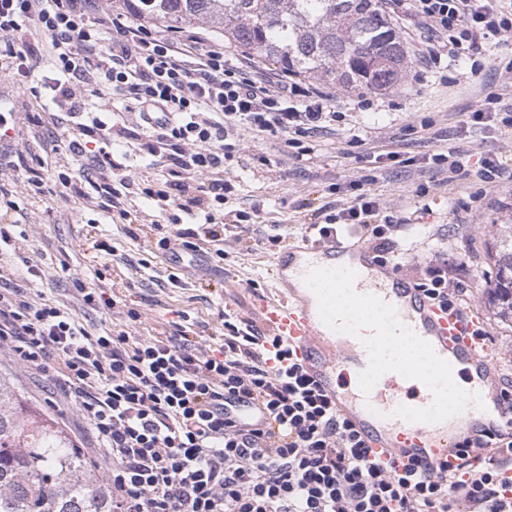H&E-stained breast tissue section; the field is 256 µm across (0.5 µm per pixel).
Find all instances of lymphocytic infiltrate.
I'll list each match as a JSON object with an SVG mask.
<instances>
[{"label":"lymphocytic infiltrate","mask_w":512,"mask_h":512,"mask_svg":"<svg viewBox=\"0 0 512 512\" xmlns=\"http://www.w3.org/2000/svg\"><path fill=\"white\" fill-rule=\"evenodd\" d=\"M414 15L445 36L448 53L476 56L482 41L512 36V0H412ZM39 42L27 40L29 27ZM229 46L185 29L157 31L102 0H0V77L26 100L48 99L67 122L55 132L43 113H0V140L20 121L40 150L59 156L66 196L90 198L127 221L134 193L159 213L195 221H152L157 247L178 251L167 281L180 286L198 260L223 261L250 233V212L222 216L236 187L225 167L242 133L274 136L283 149L339 121L333 92L314 84L258 76L232 64ZM122 93L137 104L136 151L162 176L148 180L111 148L124 137L107 106ZM98 150H91V143ZM449 181L476 176L512 182V167L484 155L478 165L456 152L434 154ZM366 174L328 187L320 240L357 227L382 263L409 224L373 189ZM45 194V163L26 151L0 153V348L44 375L50 393L87 423L112 491V512H512V431L464 434L459 464L382 458L362 439L295 348L235 312L224 339L174 325L164 337L138 338L139 309L69 276L77 308L47 298V273L21 255L26 203ZM234 236H227V229ZM414 286L440 309L460 313L448 252L419 262ZM107 309L118 325L83 323L79 309Z\"/></svg>","instance_id":"lymphocytic-infiltrate-1"}]
</instances>
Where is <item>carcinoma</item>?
<instances>
[{
	"mask_svg": "<svg viewBox=\"0 0 512 512\" xmlns=\"http://www.w3.org/2000/svg\"><path fill=\"white\" fill-rule=\"evenodd\" d=\"M137 21L169 30L199 23L293 76L369 91L409 64L385 0H123ZM495 242L489 305L512 323V224H481ZM0 512H112L105 475L59 422L0 374Z\"/></svg>",
	"mask_w": 512,
	"mask_h": 512,
	"instance_id": "obj_1",
	"label": "carcinoma"
}]
</instances>
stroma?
I'll return each mask as SVG.
<instances>
[{
	"label": "stroma",
	"mask_w": 512,
	"mask_h": 512,
	"mask_svg": "<svg viewBox=\"0 0 512 512\" xmlns=\"http://www.w3.org/2000/svg\"><path fill=\"white\" fill-rule=\"evenodd\" d=\"M387 14L413 51L403 78L380 92L338 90L336 109L344 120L333 132L305 138L310 153L302 158L284 159L278 138H244L241 150L226 162L237 191L225 208H256V229L273 222L283 225L291 248L309 239L307 226L326 203L329 183L376 175V193L399 203L405 217L418 203L417 186L426 184L432 210L427 224H411L393 246L401 275L410 277L412 267L434 245L430 231H438L448 245L454 280L466 289L468 308L479 312L490 336L487 350L499 380L512 385V324L497 319L485 290L474 287L476 280L492 276L491 241L477 226L512 224V184L487 185L474 177L450 184L446 172L430 162L433 154L451 149L462 155L490 153L512 165V128L470 120L485 92L502 87L506 74L501 64L512 59V38L489 40L483 67L476 72L465 58L432 63L440 39L413 15L408 0H389ZM426 120L432 123L427 130L421 127ZM392 150L413 158V165H392L386 157ZM263 156L269 165L260 164ZM49 205L20 244L22 252L41 261L48 272L47 297L69 300L67 269L89 275L98 270V287L141 310L142 318L132 329L136 336L170 331L176 322L218 336L224 332L222 313L227 309L258 321V303L273 282L278 249L259 245L231 251L223 263L204 262L202 272L178 288L163 280L167 264L156 251L155 235L130 238L125 224L112 222L96 204L82 199L56 195ZM103 242L115 246V254L99 251ZM142 259L150 260L154 279L137 275L133 264Z\"/></svg>",
	"instance_id": "obj_1"
}]
</instances>
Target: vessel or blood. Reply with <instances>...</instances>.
I'll return each mask as SVG.
<instances>
[{"mask_svg":"<svg viewBox=\"0 0 512 512\" xmlns=\"http://www.w3.org/2000/svg\"><path fill=\"white\" fill-rule=\"evenodd\" d=\"M354 256L367 268L378 265L374 251L332 240L292 249L276 261L275 267L277 272L288 270L301 278L310 270L309 260L317 259L324 267L333 268L338 261ZM390 282V288L371 289L359 280L354 288L395 306L400 320L431 343L440 357L454 366L465 365L467 390L480 396L482 406L467 404L461 413L434 424L398 418L394 414L398 406L425 408L431 404L433 396L424 383L388 372L379 378L370 393H362L359 375L368 364L367 351L357 350L350 339H335L332 329L321 321L317 305L300 289H279L275 298L262 302L261 311L266 325L296 345L310 372L327 390L335 388L333 370H341L347 391L337 394L336 402L371 448L421 461L453 460L461 429L481 428L491 433L499 430L496 421L488 419L484 411L488 405L499 413L506 407L495 384L494 367L477 346L473 335L476 321L441 311L405 278L394 276Z\"/></svg>","mask_w":512,"mask_h":512,"instance_id":"1","label":"vessel or blood"}]
</instances>
